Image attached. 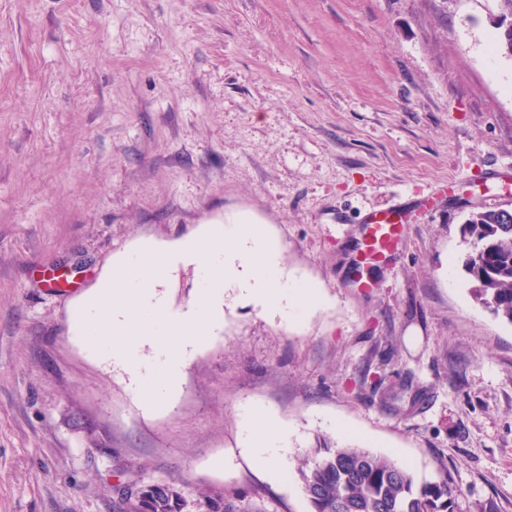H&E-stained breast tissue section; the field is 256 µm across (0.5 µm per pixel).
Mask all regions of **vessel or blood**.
Returning <instances> with one entry per match:
<instances>
[{"label":"vessel or blood","mask_w":512,"mask_h":512,"mask_svg":"<svg viewBox=\"0 0 512 512\" xmlns=\"http://www.w3.org/2000/svg\"><path fill=\"white\" fill-rule=\"evenodd\" d=\"M407 214L399 207L368 212L360 226L361 245L355 269L387 259L401 244Z\"/></svg>","instance_id":"vessel-or-blood-1"}]
</instances>
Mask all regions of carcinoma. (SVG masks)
<instances>
[{"mask_svg":"<svg viewBox=\"0 0 512 512\" xmlns=\"http://www.w3.org/2000/svg\"><path fill=\"white\" fill-rule=\"evenodd\" d=\"M502 29L498 48L512 57V0H498ZM473 249L462 268L475 299L512 324V221L496 209L474 210L463 225ZM310 512H456L457 490L448 473L417 482L406 465L363 448L312 450L298 467ZM115 512H257L238 497L205 488L188 493L175 483L117 486Z\"/></svg>","mask_w":512,"mask_h":512,"instance_id":"1","label":"carcinoma"}]
</instances>
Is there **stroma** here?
<instances>
[{"instance_id":"stroma-1","label":"stroma","mask_w":512,"mask_h":512,"mask_svg":"<svg viewBox=\"0 0 512 512\" xmlns=\"http://www.w3.org/2000/svg\"><path fill=\"white\" fill-rule=\"evenodd\" d=\"M497 0H0V512H113L117 483L214 488L309 512L300 459L325 439L448 472L457 512H512V324L475 300L462 227L512 176V58ZM416 213L355 288L370 210ZM241 214L331 298L293 327L238 289L141 406L133 369L74 326L118 255ZM52 272L57 289L41 278ZM195 267L158 291L193 304ZM288 429L256 469L242 408ZM346 433H339L337 424Z\"/></svg>"}]
</instances>
